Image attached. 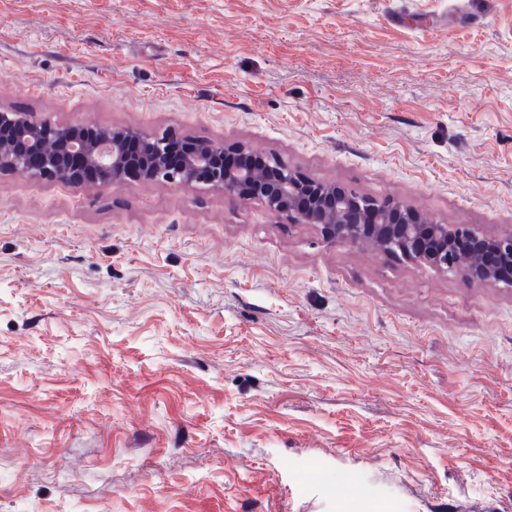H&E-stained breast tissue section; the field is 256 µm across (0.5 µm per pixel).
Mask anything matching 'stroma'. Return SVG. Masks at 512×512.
<instances>
[{
  "label": "stroma",
  "mask_w": 512,
  "mask_h": 512,
  "mask_svg": "<svg viewBox=\"0 0 512 512\" xmlns=\"http://www.w3.org/2000/svg\"><path fill=\"white\" fill-rule=\"evenodd\" d=\"M0 110L512 232V0H0ZM0 512H512V287L1 174Z\"/></svg>",
  "instance_id": "stroma-1"
}]
</instances>
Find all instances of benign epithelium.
<instances>
[{"mask_svg":"<svg viewBox=\"0 0 512 512\" xmlns=\"http://www.w3.org/2000/svg\"><path fill=\"white\" fill-rule=\"evenodd\" d=\"M44 123L15 112L0 113V172L24 169L40 179L76 183L70 165L97 172L106 186L114 181L166 180L184 186L195 182L199 169L211 172L210 185L224 194L257 201L272 214L287 212L304 224L320 226L330 242L371 246L438 270L459 274L469 284L512 285V234L487 236L463 224H426L421 216L396 201L379 203L349 189L307 179L281 162H263L226 170L224 145L191 140L171 163L172 148L149 145L151 139L134 129L101 130L74 124L56 128L52 141L41 138ZM299 197L308 199L302 209ZM467 240L478 243L476 252H488L492 261H474L460 252Z\"/></svg>","mask_w":512,"mask_h":512,"instance_id":"benign-epithelium-1","label":"benign epithelium"}]
</instances>
